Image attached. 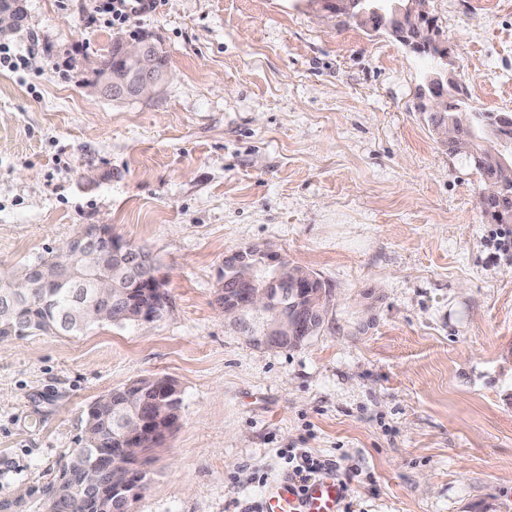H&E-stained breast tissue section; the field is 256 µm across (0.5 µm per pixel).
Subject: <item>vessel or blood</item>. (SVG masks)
<instances>
[{"mask_svg": "<svg viewBox=\"0 0 512 512\" xmlns=\"http://www.w3.org/2000/svg\"><path fill=\"white\" fill-rule=\"evenodd\" d=\"M343 496L335 477L325 475L311 482L304 494H296L291 482L275 480L266 492L264 512H338Z\"/></svg>", "mask_w": 512, "mask_h": 512, "instance_id": "b4317fda", "label": "vessel or blood"}]
</instances>
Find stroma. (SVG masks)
I'll return each mask as SVG.
<instances>
[{
    "label": "stroma",
    "mask_w": 512,
    "mask_h": 512,
    "mask_svg": "<svg viewBox=\"0 0 512 512\" xmlns=\"http://www.w3.org/2000/svg\"><path fill=\"white\" fill-rule=\"evenodd\" d=\"M0 67V274L91 224L149 251L169 304L80 336L0 341V500L49 483L86 406L166 376L177 428L131 512H244L288 450L335 463L354 512H512V244L480 174L418 108L425 60L306 0H162L149 100L100 94L91 0H25ZM468 106L512 112V0H430ZM269 244L333 298L295 347L254 346L218 271Z\"/></svg>",
    "instance_id": "obj_1"
}]
</instances>
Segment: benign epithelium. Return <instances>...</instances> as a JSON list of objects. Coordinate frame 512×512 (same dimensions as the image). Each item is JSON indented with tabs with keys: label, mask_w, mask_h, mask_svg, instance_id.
Segmentation results:
<instances>
[{
	"label": "benign epithelium",
	"mask_w": 512,
	"mask_h": 512,
	"mask_svg": "<svg viewBox=\"0 0 512 512\" xmlns=\"http://www.w3.org/2000/svg\"><path fill=\"white\" fill-rule=\"evenodd\" d=\"M336 10L345 13L352 23L368 32L387 34L413 54L421 55L434 48L438 50V62L430 68L420 89V110L443 117L436 135L446 147L451 150L465 149L466 141L460 135L461 121L455 116L462 108L448 95L447 90V87L457 84V80L448 75V47L442 32L431 22L429 0H390L387 5L379 4L377 0H336ZM119 64L120 70L104 73L98 82L101 93L108 98H150L160 91L166 81L167 67L160 61L158 46L151 36L124 43ZM483 145L485 157L494 164V172L484 177L480 200L495 204L503 217L509 219L512 217V194L506 182L512 181V154L507 153L503 142L494 132L489 133V139ZM110 252L123 255L126 273H131L133 269L140 273L134 287L155 289L158 305L166 304L165 280L161 272L155 270L150 255L116 235L112 227L92 225L83 228L56 252V256L61 258L56 264V273L60 277L71 281L75 288H84L88 284L94 288L92 301L86 302L84 297H77L85 312L93 314L97 321L110 311H124L122 299L115 296L112 288V277L99 275ZM247 264L266 273L262 284L224 276V273ZM44 269L45 266L41 264L24 269L23 281L18 284V296H26L30 289L41 285ZM219 281L223 286L231 284L228 297L235 323L246 336L265 346L276 347L287 339L288 332L299 329L305 313L310 310L309 305L301 303L303 297L299 296V291L312 281V277L283 274L281 256L270 249L248 247L225 255ZM270 309L276 311L274 324L262 329L255 326L253 315ZM164 385L169 390V397L165 401L166 410L157 413V416L168 418L169 429L172 430L178 424V390L168 378L164 380ZM151 424V418H139L129 426L127 447L115 449L110 460L102 458L86 465V470L93 477L85 475L79 482L71 484V497L84 498L91 493L99 482L95 478L98 473L121 469L123 480L112 481V485L120 488L129 479L138 477L129 468L128 461L137 456V451L142 447L140 434Z\"/></svg>",
	"instance_id": "obj_1"
}]
</instances>
